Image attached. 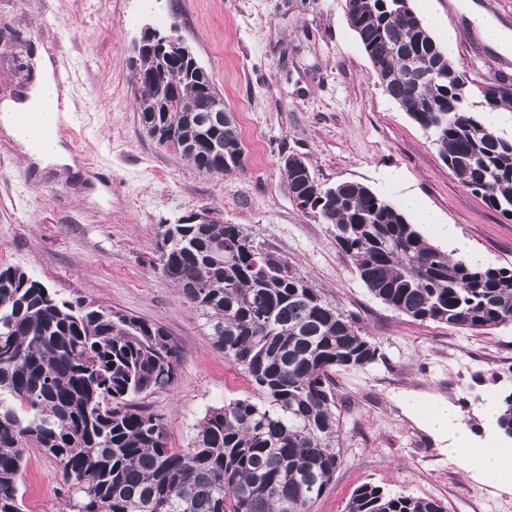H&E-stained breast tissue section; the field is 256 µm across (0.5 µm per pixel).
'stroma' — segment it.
<instances>
[{
    "label": "stroma",
    "instance_id": "obj_1",
    "mask_svg": "<svg viewBox=\"0 0 512 512\" xmlns=\"http://www.w3.org/2000/svg\"><path fill=\"white\" fill-rule=\"evenodd\" d=\"M433 7L457 34L452 61L479 104L488 78L512 79V55L482 42L457 0ZM177 33L236 114L245 169L200 173L142 130L132 80L144 27ZM0 100L22 89L31 53L52 52L75 104L64 144L76 172L44 171L0 139V267H16L63 300L132 314L165 328L181 353L174 386L147 395L169 445L187 447L208 408L254 396L214 344L203 319L157 270L158 227L209 210L243 225L294 262L316 288L374 337L382 360L336 371L344 463L312 512H343L360 484L444 501L448 512H512V483L478 481L449 457L418 403L445 400L483 435L482 409L512 393V324L488 332L417 323L372 297L336 246L330 225L290 198L279 161L294 152L332 186L359 182L400 204L435 211L422 234L447 248L454 225L486 265H512V222L449 171L430 138L385 95L346 20L345 0H0ZM25 512H62L67 486L54 460L28 450L19 481Z\"/></svg>",
    "mask_w": 512,
    "mask_h": 512
}]
</instances>
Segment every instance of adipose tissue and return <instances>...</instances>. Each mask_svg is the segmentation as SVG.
Returning a JSON list of instances; mask_svg holds the SVG:
<instances>
[{
    "mask_svg": "<svg viewBox=\"0 0 512 512\" xmlns=\"http://www.w3.org/2000/svg\"><path fill=\"white\" fill-rule=\"evenodd\" d=\"M461 2L462 13L482 40L502 53H511L512 31L492 22L476 0ZM33 74V79L18 98L0 102V130L13 140L24 155L37 160L41 168L73 166V156L60 140H34L16 121L18 113L40 102L44 105L41 114L43 123L58 127L67 120L72 108L66 89L60 88L55 79L53 61L45 51H37ZM497 415V407L488 406L483 410L489 432V438L484 442L473 438L461 424L459 410L444 401L435 402L433 413L425 423L439 438L447 440L449 456L459 459L465 471L496 478L502 471L507 455L512 453V447L504 445L495 436Z\"/></svg>",
    "mask_w": 512,
    "mask_h": 512,
    "instance_id": "1",
    "label": "adipose tissue"
}]
</instances>
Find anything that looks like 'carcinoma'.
Segmentation results:
<instances>
[{
    "label": "carcinoma",
    "mask_w": 512,
    "mask_h": 512,
    "mask_svg": "<svg viewBox=\"0 0 512 512\" xmlns=\"http://www.w3.org/2000/svg\"><path fill=\"white\" fill-rule=\"evenodd\" d=\"M411 0H346V17L383 92L431 138L443 161L512 221V139L470 105L467 73L426 29ZM147 135L198 171L243 170L234 113L209 74L145 47L134 67ZM512 109V83L482 89V112ZM281 168L296 205L333 227L368 292L419 323L491 330L512 324V266L458 258L407 213L358 182L325 186L306 160ZM158 270L205 320L224 360L260 400L211 407L189 447L136 399L173 386L179 352L139 317L58 301L41 282L0 268V512H23L19 480L36 448L61 468L69 512H310L344 463L337 370L382 358L379 345L288 259L240 224L158 227ZM500 432L512 437V395ZM344 512H448L434 498L363 483Z\"/></svg>",
    "instance_id": "cac0c4a2"
}]
</instances>
